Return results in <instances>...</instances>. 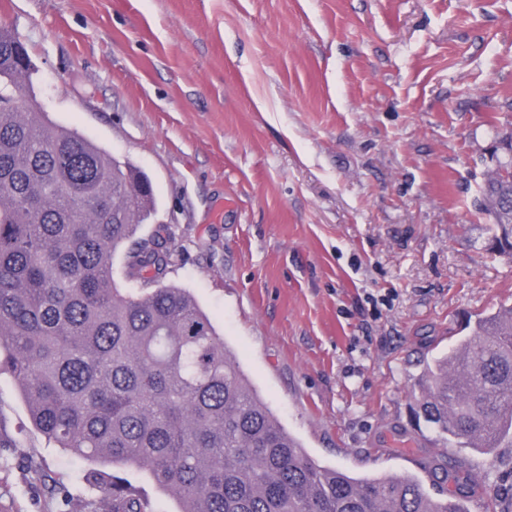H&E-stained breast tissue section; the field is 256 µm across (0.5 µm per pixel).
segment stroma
I'll return each instance as SVG.
<instances>
[{
  "label": "stroma",
  "mask_w": 512,
  "mask_h": 512,
  "mask_svg": "<svg viewBox=\"0 0 512 512\" xmlns=\"http://www.w3.org/2000/svg\"><path fill=\"white\" fill-rule=\"evenodd\" d=\"M0 26L41 111L149 175L168 282L311 459L512 512V448L446 444L410 397L459 325L512 305L475 208L512 132V0H0ZM0 437V512H110L6 372Z\"/></svg>",
  "instance_id": "stroma-1"
}]
</instances>
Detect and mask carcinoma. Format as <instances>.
<instances>
[{"mask_svg":"<svg viewBox=\"0 0 512 512\" xmlns=\"http://www.w3.org/2000/svg\"><path fill=\"white\" fill-rule=\"evenodd\" d=\"M21 41L0 28V372L36 429L92 471L111 512H145L116 472L136 468L178 512H467L462 488L411 475L356 478L312 461L251 392L210 318L164 279L171 233L148 176L23 99ZM476 200L490 249L512 254V160ZM125 250L130 288L113 278ZM431 359L417 414L457 447H512V307L477 317Z\"/></svg>","mask_w":512,"mask_h":512,"instance_id":"carcinoma-1","label":"carcinoma"}]
</instances>
